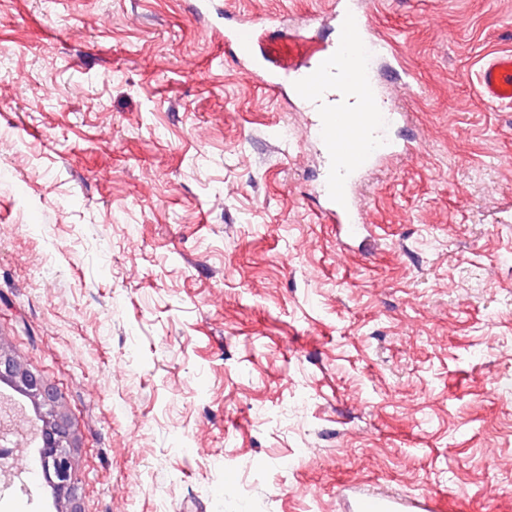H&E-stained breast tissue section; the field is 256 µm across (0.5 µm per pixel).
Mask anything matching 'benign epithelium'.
<instances>
[{
  "mask_svg": "<svg viewBox=\"0 0 512 512\" xmlns=\"http://www.w3.org/2000/svg\"><path fill=\"white\" fill-rule=\"evenodd\" d=\"M0 380L23 390L42 413L39 460L43 477L62 495V512H79L75 503L77 475L71 455V438L65 419L57 410L52 388L44 379L0 350Z\"/></svg>",
  "mask_w": 512,
  "mask_h": 512,
  "instance_id": "obj_1",
  "label": "benign epithelium"
}]
</instances>
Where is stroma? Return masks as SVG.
Returning <instances> with one entry per match:
<instances>
[{"label": "stroma", "instance_id": "obj_1", "mask_svg": "<svg viewBox=\"0 0 512 512\" xmlns=\"http://www.w3.org/2000/svg\"><path fill=\"white\" fill-rule=\"evenodd\" d=\"M419 144L341 244L311 115L248 79L328 0H0V348L54 389L80 512H512V0H364ZM0 512H56L46 482ZM478 90L491 104L512 103V53L497 54L484 61L476 72ZM431 496L398 499L374 491H363L354 498V512H433Z\"/></svg>", "mask_w": 512, "mask_h": 512}]
</instances>
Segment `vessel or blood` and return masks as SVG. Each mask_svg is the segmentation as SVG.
<instances>
[{"mask_svg": "<svg viewBox=\"0 0 512 512\" xmlns=\"http://www.w3.org/2000/svg\"><path fill=\"white\" fill-rule=\"evenodd\" d=\"M264 39V29L247 20L224 28V46L248 77L273 92L289 89L312 112L313 136L325 155L324 174L315 187L321 215L338 227L340 239H354L370 229L356 201V183L393 151L390 131L408 118L407 112L381 94L370 72L371 59L397 56L396 44L390 37L373 35L370 16L359 0H341L336 40L331 45L319 46L312 28L300 35V43L309 49L303 63L266 66L257 54ZM476 81L484 101L511 104L512 53L484 61ZM353 510L434 512V507L427 495L398 499L363 491L355 496Z\"/></svg>", "mask_w": 512, "mask_h": 512, "instance_id": "b4317fda", "label": "vessel or blood"}]
</instances>
